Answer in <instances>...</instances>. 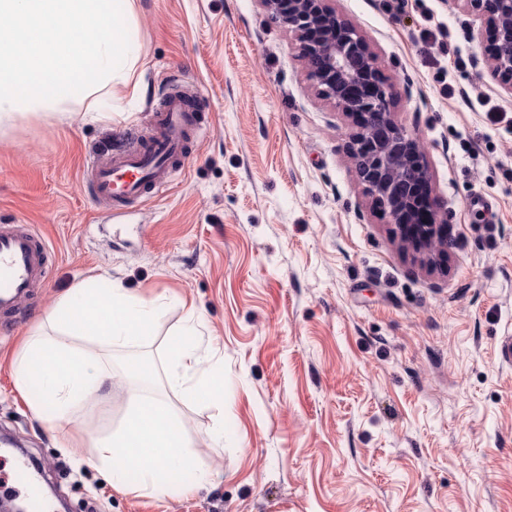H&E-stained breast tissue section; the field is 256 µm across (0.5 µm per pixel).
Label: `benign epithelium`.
I'll return each instance as SVG.
<instances>
[{
    "mask_svg": "<svg viewBox=\"0 0 512 512\" xmlns=\"http://www.w3.org/2000/svg\"><path fill=\"white\" fill-rule=\"evenodd\" d=\"M272 17L292 31L309 79L319 95L354 119L347 148L365 193L386 223L414 249L435 250L444 225L417 224L420 190L430 172L415 137L392 119L398 91L380 73L365 40L329 6V0H263ZM480 20L490 39L484 45L491 77L512 94V0H453Z\"/></svg>",
    "mask_w": 512,
    "mask_h": 512,
    "instance_id": "obj_1",
    "label": "benign epithelium"
}]
</instances>
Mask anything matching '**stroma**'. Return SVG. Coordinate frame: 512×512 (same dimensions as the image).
Here are the masks:
<instances>
[{
    "label": "stroma",
    "mask_w": 512,
    "mask_h": 512,
    "mask_svg": "<svg viewBox=\"0 0 512 512\" xmlns=\"http://www.w3.org/2000/svg\"><path fill=\"white\" fill-rule=\"evenodd\" d=\"M402 94L448 246L426 265L363 192L349 116L307 77L293 33L261 0H137L140 92L97 111L25 112L0 132V224L53 253L44 288L0 318V434L42 462L71 512H512V94L491 78L485 33L453 0H331ZM453 87L446 95L444 87ZM201 131L172 184L106 208L92 167L146 133L171 90ZM486 207L474 209L475 199ZM81 281L162 299L142 348L80 340L106 387L59 445L14 385L21 339ZM196 329L224 371V410L171 394L166 352ZM148 357L210 481L160 496L119 491L85 465L118 428ZM223 429L222 447L209 439Z\"/></svg>",
    "instance_id": "35a3bbf8"
}]
</instances>
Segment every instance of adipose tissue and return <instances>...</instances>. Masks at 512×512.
Instances as JSON below:
<instances>
[{
	"instance_id": "ef3b65f1",
	"label": "adipose tissue",
	"mask_w": 512,
	"mask_h": 512,
	"mask_svg": "<svg viewBox=\"0 0 512 512\" xmlns=\"http://www.w3.org/2000/svg\"><path fill=\"white\" fill-rule=\"evenodd\" d=\"M157 306L126 289L90 288L77 284L47 316L49 333L35 332L25 341L16 374L20 395L39 388L41 401L54 410L53 426L64 429L74 406L103 389L97 363L74 345L75 340L94 338L120 347L149 345ZM192 329L167 352L168 388L186 393L200 404L224 408V376L207 371L191 376L197 364ZM137 385L128 390L129 411L122 426L97 439L88 466L98 470L118 490L157 496L164 487L159 476L195 467L181 421L159 394L147 391L150 382L138 360L127 367Z\"/></svg>"
}]
</instances>
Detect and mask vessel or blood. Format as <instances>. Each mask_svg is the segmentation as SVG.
Returning a JSON list of instances; mask_svg holds the SVG:
<instances>
[{
  "label": "vessel or blood",
  "instance_id": "b4317fda",
  "mask_svg": "<svg viewBox=\"0 0 512 512\" xmlns=\"http://www.w3.org/2000/svg\"><path fill=\"white\" fill-rule=\"evenodd\" d=\"M153 126L149 138L111 151L96 166L97 202L149 199L168 186L175 169L183 167L195 126L187 100L171 93L163 110L155 113ZM51 259L46 243L30 225L0 226V316H14L23 301L43 286Z\"/></svg>",
  "mask_w": 512,
  "mask_h": 512
}]
</instances>
